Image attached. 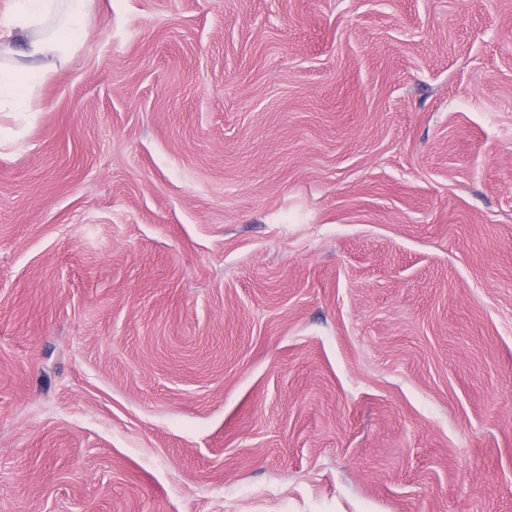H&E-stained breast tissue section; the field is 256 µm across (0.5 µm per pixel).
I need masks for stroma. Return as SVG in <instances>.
<instances>
[{
    "label": "stroma",
    "mask_w": 512,
    "mask_h": 512,
    "mask_svg": "<svg viewBox=\"0 0 512 512\" xmlns=\"http://www.w3.org/2000/svg\"><path fill=\"white\" fill-rule=\"evenodd\" d=\"M0 112V512H512V0H92Z\"/></svg>",
    "instance_id": "stroma-1"
}]
</instances>
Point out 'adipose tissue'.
<instances>
[{
  "label": "adipose tissue",
  "instance_id": "adipose-tissue-1",
  "mask_svg": "<svg viewBox=\"0 0 512 512\" xmlns=\"http://www.w3.org/2000/svg\"><path fill=\"white\" fill-rule=\"evenodd\" d=\"M91 0H17L8 16L9 27L39 28L29 40L26 59L0 64V110L30 111L32 95L45 80L47 59H66L83 42L90 23Z\"/></svg>",
  "mask_w": 512,
  "mask_h": 512
}]
</instances>
